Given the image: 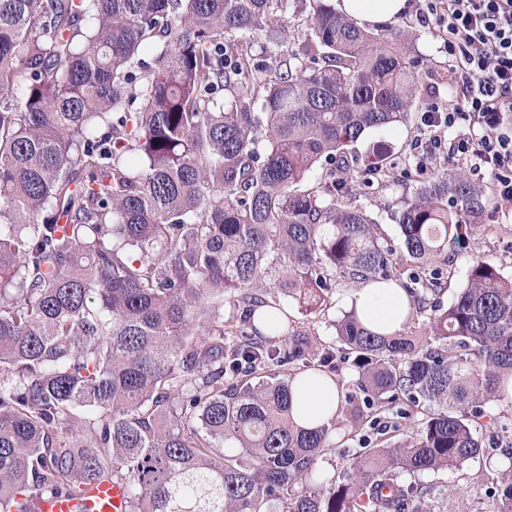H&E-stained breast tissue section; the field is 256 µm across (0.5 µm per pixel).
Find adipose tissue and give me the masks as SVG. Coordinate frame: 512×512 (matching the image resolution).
<instances>
[{
    "label": "adipose tissue",
    "mask_w": 512,
    "mask_h": 512,
    "mask_svg": "<svg viewBox=\"0 0 512 512\" xmlns=\"http://www.w3.org/2000/svg\"><path fill=\"white\" fill-rule=\"evenodd\" d=\"M405 0H339V9L359 23L381 24L401 13ZM346 309L357 310L369 329L391 333L401 329L408 315V298L398 285H366L341 300ZM341 392L332 380L302 374L292 384L293 415L299 425L328 424L338 412Z\"/></svg>",
    "instance_id": "obj_1"
}]
</instances>
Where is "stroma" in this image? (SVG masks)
Returning a JSON list of instances; mask_svg holds the SVG:
<instances>
[{"mask_svg":"<svg viewBox=\"0 0 512 512\" xmlns=\"http://www.w3.org/2000/svg\"><path fill=\"white\" fill-rule=\"evenodd\" d=\"M417 0H406L403 13L396 18L397 24L417 35L416 50L423 58L420 72L424 89L417 98L407 123L395 130H376L364 134L351 148V154L361 157L367 154L373 142L390 141L394 152L402 154L404 163L395 179L385 182L373 193L354 195L353 205L365 209L379 224L386 243L400 247L401 235L395 219L403 202L413 196L418 186L413 145L422 137L426 127L422 116L433 99H447L448 84L452 76V61L448 51L432 26L421 23L417 16ZM485 258L500 268L504 277L512 279V210L489 204L481 222L469 238L465 248L449 250L448 265L444 273V290L439 300L449 305L467 280L468 271L476 258ZM288 312L297 325L303 326L317 343L333 345L337 342L334 328L344 311L332 306L328 311L308 313L296 302H289ZM512 466V461L500 456H480L470 460L461 470L427 475V482L436 486L437 498L432 503L433 512H489L492 504L488 496L490 471H501Z\"/></svg>","mask_w":512,"mask_h":512,"instance_id":"obj_1","label":"stroma"}]
</instances>
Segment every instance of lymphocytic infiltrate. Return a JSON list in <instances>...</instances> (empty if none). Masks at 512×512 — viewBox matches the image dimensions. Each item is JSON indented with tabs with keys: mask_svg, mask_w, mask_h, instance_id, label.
<instances>
[{
	"mask_svg": "<svg viewBox=\"0 0 512 512\" xmlns=\"http://www.w3.org/2000/svg\"><path fill=\"white\" fill-rule=\"evenodd\" d=\"M442 33L456 66L455 100L431 102L424 114L429 134L417 145V168L440 152L483 164L494 197L512 206V0H424L418 10ZM457 129L453 141L445 133Z\"/></svg>",
	"mask_w": 512,
	"mask_h": 512,
	"instance_id": "1",
	"label": "lymphocytic infiltrate"
}]
</instances>
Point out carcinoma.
Segmentation results:
<instances>
[{
  "instance_id": "carcinoma-1",
  "label": "carcinoma",
  "mask_w": 512,
  "mask_h": 512,
  "mask_svg": "<svg viewBox=\"0 0 512 512\" xmlns=\"http://www.w3.org/2000/svg\"><path fill=\"white\" fill-rule=\"evenodd\" d=\"M309 6L290 53L283 0H0V512L98 478L126 486L128 512H426L420 476L485 452L477 423L512 381V279L477 258L445 308L435 261L487 190L460 166L423 174L397 271L348 201L393 176L389 143L299 191L322 162L350 169L347 147L422 89L410 34ZM259 32L276 64L254 78ZM338 278L400 284L425 333L348 311L340 350L315 343L281 299L318 310ZM337 358L362 402L298 426L291 379L330 378ZM392 412L421 416L414 440H392ZM342 431L379 439L324 481ZM488 495L512 512V474Z\"/></svg>"
}]
</instances>
